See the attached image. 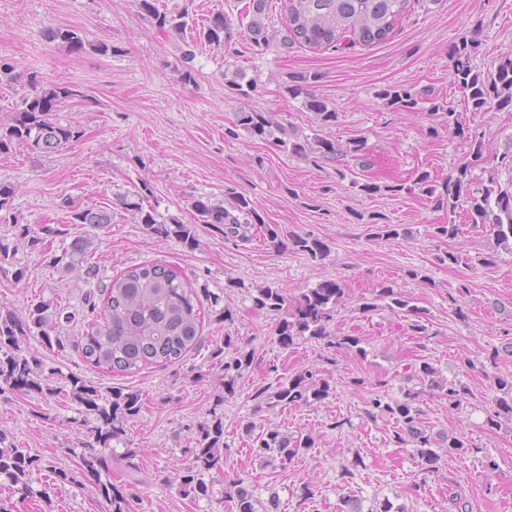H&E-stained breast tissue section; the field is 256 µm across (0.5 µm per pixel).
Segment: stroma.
I'll return each mask as SVG.
<instances>
[{
    "label": "stroma",
    "instance_id": "1",
    "mask_svg": "<svg viewBox=\"0 0 512 512\" xmlns=\"http://www.w3.org/2000/svg\"><path fill=\"white\" fill-rule=\"evenodd\" d=\"M246 0H159L162 9L188 10L201 19L223 12L232 21L245 16ZM265 25L269 43L254 51L247 35L230 45H202L193 61L194 82L182 79L183 38L163 34L142 16L138 0H0V56L14 66L0 75V120L28 94L25 74L43 84H76L84 99L62 104L58 122L80 136L62 150L41 154L24 147L0 154V183L17 186L12 214L52 247L51 254L15 241L0 265V308L16 314L38 301L73 312L61 335L77 338L87 328L91 288L83 275L53 265L74 240L88 246L98 280L126 267L163 263L194 286L203 303L200 346L176 365L134 374L103 372L75 349L58 352L34 334L20 337L21 354L39 362L38 372L59 395L41 397L0 388V431L41 457L33 472L34 497L15 500L14 512H108L96 480L129 494L131 512H232L231 483L252 490L255 512H341L344 500L360 512H512V420L490 426L498 396L494 380L512 375V252L498 247L490 229L466 225L463 212L448 214L418 190L421 173L443 181L470 156L471 142L448 129L429 107L395 111L378 97L382 88L406 86L421 100L446 99L463 123L498 159L471 170L475 182L496 177L512 184V109L466 111L453 84L450 50L461 38L478 42L471 65L493 72L512 52V0H426L412 9L385 41L346 50L314 53L283 42L280 0H269ZM79 31L86 48L75 54L45 39L47 29ZM109 42V56L93 45ZM253 80L250 96L233 94L236 71ZM319 73L313 93L337 112L334 125L319 126L303 98L287 87L297 77ZM270 113L272 136L229 135L236 112ZM344 147L358 141L359 155L333 163L319 157L314 139ZM307 147L293 152V143ZM375 185L374 193L363 184ZM256 202L267 224L282 239L310 236L322 241L315 259L253 236L225 241L207 224L196 226L198 247L155 235L138 224L120 197L154 211L158 222H193V200L229 205L231 192ZM77 206L111 209L113 221L99 229L72 223L64 198ZM408 227V237H375L371 215ZM455 219L462 233L443 241L435 225ZM459 264L442 262L444 252ZM26 273L14 278L16 269ZM340 281L344 296L324 339H296L283 346L274 327L293 313L302 294L326 279ZM393 286L422 311L425 336L408 333L409 316L390 300L377 299ZM278 288L287 303L282 313H255L257 287ZM374 303L363 311V303ZM232 319H221L223 309ZM345 336L361 340L360 350L340 345ZM232 347H225V340ZM223 358H215L216 348ZM254 352L238 376L233 394L224 391V362L236 349ZM436 370L437 387L422 389V362ZM331 386L320 400L269 408L270 396L304 372ZM79 376L102 394L112 388L138 391L143 409L113 441L116 459L94 479L78 472L85 440L78 406L64 395ZM468 394L455 404L445 386ZM415 391L416 408L434 439V469L422 465L416 448L398 444L395 421L373 411L370 398L403 399ZM224 423V471L213 475V495L185 496L176 474L192 461L189 453L200 425ZM305 436L312 447L291 461L268 463L254 442L262 432ZM463 435V452L450 450L449 437ZM136 453L134 467L120 456ZM76 473L77 481H54L52 468Z\"/></svg>",
    "mask_w": 512,
    "mask_h": 512
}]
</instances>
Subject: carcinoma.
I'll return each mask as SVG.
<instances>
[{
    "label": "carcinoma",
    "instance_id": "cac0c4a2",
    "mask_svg": "<svg viewBox=\"0 0 512 512\" xmlns=\"http://www.w3.org/2000/svg\"><path fill=\"white\" fill-rule=\"evenodd\" d=\"M139 8L159 31L183 33L190 28L195 31L192 42L181 49L183 79L194 80L189 63L194 59L193 47L198 44L225 45L234 40L232 23L222 13L208 16L205 22L198 23L190 18L188 11L162 10L157 0H138ZM416 0H282L281 10L285 18V43L300 45L313 52L338 50L356 44L381 42L390 37L399 20L414 7ZM268 0H250L246 10L252 13L249 25L250 40L260 48L269 40L268 32L262 23V15ZM45 38L58 42L73 52L85 49L81 35L70 28H50ZM477 41L463 39L452 50L453 83L461 90L465 101L471 104V111L482 112L495 105L500 109L512 107V53L500 58L495 72L483 75L470 64L472 51ZM319 75L314 73L299 78L298 83L288 86L294 96H304L305 106L315 113L319 124L329 126L336 122L337 112L310 92ZM31 92L6 123L0 124V154H5L16 145L26 146L34 151L53 153L66 146L78 132L70 125L59 123L56 118L59 104L82 99L84 93L72 84L45 87L37 75L28 76ZM384 104L397 111L411 112L417 109L419 101L411 90L392 86L380 91ZM433 112L447 115L446 124L454 127L455 134H465L459 114L445 100H436ZM275 121L266 112L248 111L236 113L231 135L240 128L248 134L263 138L271 134ZM316 151L325 160L335 161L343 153L359 151L355 142L341 150L336 143L317 138ZM490 151L481 141H474L471 160L463 162L456 175L440 185L434 183L430 174L423 172L417 185L435 205L448 204L456 207L465 205L471 224L475 228L491 227L496 243L506 250H512V191L498 185L495 178L470 188L469 173L472 166L485 162ZM17 187L0 184V213H10ZM124 207L137 212L138 223L157 235L175 236L181 243L191 248L198 245L195 228L192 224H159L152 212L143 210L142 205H131L120 200ZM72 214V223L90 224L105 228L112 223V211L106 209H81L67 202ZM192 208L202 224H209L224 235L228 241L250 240V229L257 226L263 229L273 245L282 246L276 226L262 222L257 205L250 198L236 194L228 208L215 206L202 199L193 201ZM384 216L370 217L375 227V236L397 239L408 235L402 224H383ZM460 233V225L450 220L446 224L434 226L433 237L443 241L454 239ZM291 246L315 258L324 253V246L316 239L296 236ZM67 266L85 275L93 276V266L89 261L86 246L74 243L69 255L55 256L52 263ZM96 292L103 297L102 308L90 303L87 328L74 341V348L83 360L93 367L106 372L119 371L134 373L148 367H164L181 362L201 341L202 303L198 292L174 269L157 264L144 263L126 268L109 282L97 285ZM343 296V288L333 279H326L317 287L308 290L298 300L291 318L281 319L275 327L276 335L284 346L307 335L313 339L329 336L328 324L333 319L336 305ZM378 298L390 299L401 310L413 316L409 324L410 335L426 336L428 327L423 323L421 312L409 305V300L390 286L380 288ZM286 305V298L277 288L261 287L253 297V309L262 312H279ZM72 314L51 302L39 301L31 304L25 315L19 317L13 312L0 313V381L23 392L39 395H54L59 390L42 384L37 373V361L19 352V337L37 332L44 344L60 351L68 348L69 340L57 333L61 320H70ZM254 360L251 351H238V356L224 362V390L234 391L238 375ZM503 396L496 401V410L489 419L493 426H499L500 418L512 419V375L499 377L495 381ZM330 385L311 372L301 373L280 388L268 405H287L311 396L322 399L328 396ZM68 396L84 412L93 416L92 425L87 431L89 451L80 457V470L84 474L97 476L105 466L104 451L112 449V441L125 433V425L139 416L142 410L141 396L136 392L112 390L105 397L95 387L85 384L80 378L70 379ZM415 393L409 391L401 400L384 401L374 397L370 406L396 419V442L411 444L419 449L423 464L428 469L435 468V457L424 450L431 444L430 436L422 426L419 410L413 406ZM224 425L221 419L199 427L195 438L192 464L177 474L180 489L194 498H208L212 486L206 476L224 471ZM312 447L308 438L291 440L276 430H269L257 439V448L272 453L282 461H289L301 449ZM42 459L26 448L16 446L8 436L0 431V479L7 481L4 489L11 494L26 498L32 494L29 484L30 474L40 469ZM98 495L111 506V512H130L128 499L112 487L110 482H98ZM229 496L235 505V512H255L252 492L237 483H232Z\"/></svg>",
    "mask_w": 512,
    "mask_h": 512
}]
</instances>
